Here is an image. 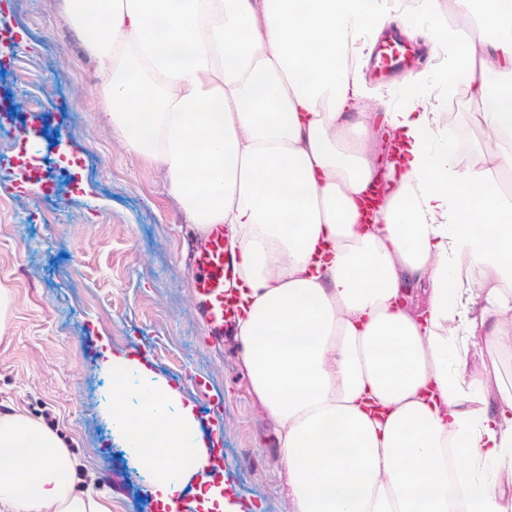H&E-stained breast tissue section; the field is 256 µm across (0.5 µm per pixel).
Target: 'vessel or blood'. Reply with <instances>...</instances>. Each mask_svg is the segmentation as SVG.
<instances>
[{"label":"vessel or blood","instance_id":"b4317fda","mask_svg":"<svg viewBox=\"0 0 512 512\" xmlns=\"http://www.w3.org/2000/svg\"><path fill=\"white\" fill-rule=\"evenodd\" d=\"M409 49L403 38L390 35L379 41L370 63V75L374 78L385 76L394 65L406 62ZM404 148L400 141L389 140L385 157L391 168L389 181L372 186L359 198V221L372 223L392 185L400 183L406 173L402 160ZM194 298L203 316V326L211 344L224 340L225 329L235 327L239 317L234 284L239 279L237 261L229 252L224 241V227L210 225L192 254Z\"/></svg>","mask_w":512,"mask_h":512}]
</instances>
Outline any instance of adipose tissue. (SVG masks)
<instances>
[{
  "label": "adipose tissue",
  "instance_id": "ef3b65f1",
  "mask_svg": "<svg viewBox=\"0 0 512 512\" xmlns=\"http://www.w3.org/2000/svg\"><path fill=\"white\" fill-rule=\"evenodd\" d=\"M64 5L96 63L101 121L165 170L190 223L231 232L241 363L278 425L292 512H512V390L490 395L469 363L512 334V0H419L441 21L425 32L440 96L412 84L379 114L361 107L357 44L386 0ZM461 95L488 135L466 157L436 110ZM379 127L407 173L362 226ZM100 362L112 432L160 512L190 486L201 512H240L203 472L193 406L127 353L106 345ZM135 376L151 405H132ZM76 466L58 432L0 414V512H112Z\"/></svg>",
  "mask_w": 512,
  "mask_h": 512
}]
</instances>
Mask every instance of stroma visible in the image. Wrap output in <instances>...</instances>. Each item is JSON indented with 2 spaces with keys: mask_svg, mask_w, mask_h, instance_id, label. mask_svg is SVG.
<instances>
[{
  "mask_svg": "<svg viewBox=\"0 0 512 512\" xmlns=\"http://www.w3.org/2000/svg\"><path fill=\"white\" fill-rule=\"evenodd\" d=\"M15 37L0 48V102L14 110L0 151L51 167V187L25 166L0 174V283L13 291L0 336V411L17 409L57 429L79 462L81 489L110 497L112 512H156L149 475L112 434L105 405L112 375L103 344L137 355L178 382L212 433L210 399L224 406V484L243 512H291L277 458L276 424L255 397L240 345L211 346L186 263L187 218L166 189L165 171L130 152L96 112V64L63 12L62 0H0ZM422 68L373 87L365 108L382 111L406 82L433 87ZM38 118L37 138L26 134ZM54 219L43 222L40 202ZM206 377L209 396L184 377Z\"/></svg>",
  "mask_w": 512,
  "mask_h": 512,
  "instance_id": "obj_1",
  "label": "stroma"
}]
</instances>
